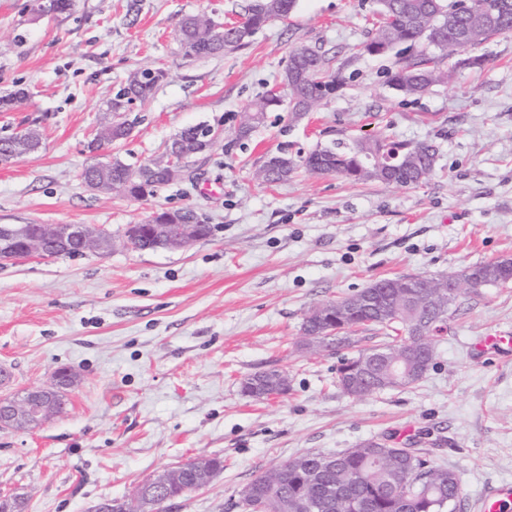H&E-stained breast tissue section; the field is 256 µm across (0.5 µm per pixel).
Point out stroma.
I'll use <instances>...</instances> for the list:
<instances>
[{"mask_svg": "<svg viewBox=\"0 0 512 512\" xmlns=\"http://www.w3.org/2000/svg\"><path fill=\"white\" fill-rule=\"evenodd\" d=\"M248 0H75L36 15V0H0V135L36 126L39 152L0 165V224H95L112 252L0 263V399L77 377L65 409L33 431L0 428V494L26 493L27 512H89L181 463L220 457L205 488L169 512H243V487L305 452L335 453L379 438L407 439L455 472L463 512L512 483V360L475 339L512 331V284L461 298L438 337L439 358L416 384L365 398L342 393L335 353L303 344L305 315L322 302L406 274L438 275L512 257V33L475 48L480 64L406 96L388 83L410 53L371 56L374 0H296L235 51L185 57L184 16L239 21ZM318 50L340 83L291 121L267 112L249 139L234 135L245 107L280 83L290 53ZM144 66L168 77L129 139L104 158L145 164L181 128L219 137L189 177L150 198L93 193L79 174L106 103ZM381 136L430 142L438 157L416 186L297 173L276 185L254 172L267 153L298 157ZM192 208L210 238L178 251H135L121 237L160 209ZM278 369L289 391L244 397L247 375Z\"/></svg>", "mask_w": 512, "mask_h": 512, "instance_id": "1", "label": "stroma"}]
</instances>
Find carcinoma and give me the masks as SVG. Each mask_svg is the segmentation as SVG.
Here are the masks:
<instances>
[{"label": "carcinoma", "instance_id": "obj_1", "mask_svg": "<svg viewBox=\"0 0 512 512\" xmlns=\"http://www.w3.org/2000/svg\"><path fill=\"white\" fill-rule=\"evenodd\" d=\"M296 0H249L243 20L206 35L208 19L191 15L179 26V44L187 57L206 58L246 46L254 34L275 20L288 18ZM378 26L363 44L370 55H385L401 43L419 45L424 53L406 60L391 76V85L404 95H418L436 83L448 81L449 71L438 60L475 48L493 36L512 33V0H478L472 10L456 18L448 30V0H377ZM291 57L299 60L294 70H285L282 84L288 89L291 118L300 120L314 111L336 89L339 78L328 74L323 57L307 47L296 48ZM141 79L110 100L108 109L117 115L130 112L134 102H149L165 79L161 68L137 70ZM281 95L269 90L243 113L237 136L247 138L263 121L265 112L279 106ZM217 132L207 125L189 126L177 133L182 141L210 148ZM410 156L414 163L392 171L386 156ZM437 149L431 144L388 143L378 138H358L340 147H323L306 155L300 165L313 174H340L354 181H373L403 187L423 182L421 173L432 174ZM285 150L266 155L256 170L265 183L288 180L297 165ZM112 181L136 200L153 195L170 183L161 167L145 173L117 161L108 171ZM157 224H194L201 239L211 236L212 226L200 221L196 211L186 208L161 212ZM512 282V259L473 264L467 274L450 271L439 276L402 275L384 278L364 288L368 299L350 301V295L325 302L327 323L336 331V347H352L355 353L341 359L337 383L343 393L363 398L390 387H409L425 375L404 376L405 364L428 369L435 364L437 348L431 330L443 331L451 306L468 294L488 286ZM392 287L385 288L383 284ZM384 333L372 348H357L356 330ZM388 354L400 359L392 366L383 361ZM277 369L258 371L241 381V393L253 397L254 389L285 395L288 381ZM251 494L241 498L247 512H458L460 487L456 474L434 466L413 446L375 447L366 440L336 453L301 454L247 484ZM197 489L193 475L182 473L174 480L171 497L176 499Z\"/></svg>", "mask_w": 512, "mask_h": 512}]
</instances>
